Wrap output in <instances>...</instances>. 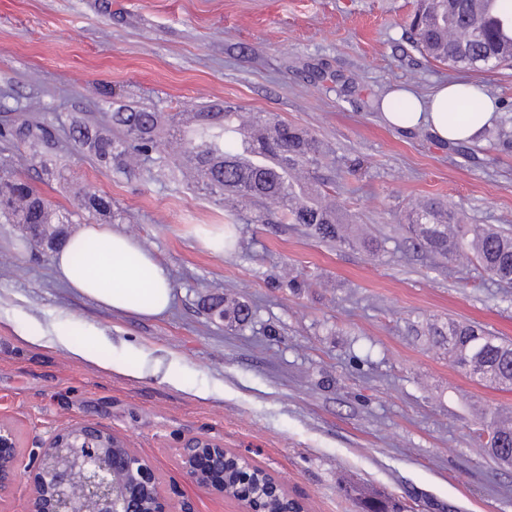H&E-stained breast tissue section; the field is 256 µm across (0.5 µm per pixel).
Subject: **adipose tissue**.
I'll list each match as a JSON object with an SVG mask.
<instances>
[{
  "label": "adipose tissue",
  "mask_w": 512,
  "mask_h": 512,
  "mask_svg": "<svg viewBox=\"0 0 512 512\" xmlns=\"http://www.w3.org/2000/svg\"><path fill=\"white\" fill-rule=\"evenodd\" d=\"M381 108L390 127L423 126L446 143L480 141L497 117L494 99L469 83L441 84L425 98L396 89L384 96ZM52 261L69 288L115 310L157 316L173 299L167 269L127 234L88 226L69 237Z\"/></svg>",
  "instance_id": "ef3b65f1"
}]
</instances>
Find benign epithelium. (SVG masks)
<instances>
[{"mask_svg":"<svg viewBox=\"0 0 512 512\" xmlns=\"http://www.w3.org/2000/svg\"><path fill=\"white\" fill-rule=\"evenodd\" d=\"M232 456L220 445L190 437L179 449L180 466L195 482L219 492L208 479ZM26 481L25 512H175L160 496L155 468L123 448L112 432L91 424L53 435L32 463L24 462L13 429L0 423V494Z\"/></svg>","mask_w":512,"mask_h":512,"instance_id":"benign-epithelium-1","label":"benign epithelium"}]
</instances>
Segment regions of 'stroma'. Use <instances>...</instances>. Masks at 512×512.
<instances>
[{
	"instance_id": "1",
	"label": "stroma",
	"mask_w": 512,
	"mask_h": 512,
	"mask_svg": "<svg viewBox=\"0 0 512 512\" xmlns=\"http://www.w3.org/2000/svg\"><path fill=\"white\" fill-rule=\"evenodd\" d=\"M413 0H0V124L32 101L60 128L96 111L103 92L193 112L231 104L323 140L327 181L373 242L321 241L297 224L254 222L176 178L116 174L77 153L0 142V159L54 205L90 187L130 213L136 237L167 268L174 301L158 316L113 310L58 279L53 250L0 223V421L25 458L80 423L112 432L156 467L179 512H240L189 481L177 451L192 436L223 445L281 481L305 512H360L358 492L399 497L410 512H512V464L482 434L512 416V389L484 385L448 358L449 323L512 342V285L476 261L440 264L404 227L409 206L438 197L467 224L512 232V148L465 151L427 130L400 131L382 98L405 85H480L512 117V68L449 70L412 46ZM65 170L58 180L56 170ZM235 223L237 245L207 239ZM303 280L290 288L289 278ZM223 291L250 305L227 323L205 303ZM99 342L110 367L26 342L32 324ZM136 364L133 374L118 365Z\"/></svg>"
}]
</instances>
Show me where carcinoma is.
Wrapping results in <instances>:
<instances>
[{"label": "carcinoma", "instance_id": "carcinoma-1", "mask_svg": "<svg viewBox=\"0 0 512 512\" xmlns=\"http://www.w3.org/2000/svg\"><path fill=\"white\" fill-rule=\"evenodd\" d=\"M488 16L476 8V0H415L410 28L415 47L428 59L457 69L489 71L512 64V43H504L502 31H512V0H492ZM192 133L179 136L181 118L177 112H162L144 105L121 104L110 112H96L71 125L62 138L34 117H18L4 128L0 137L28 146L32 159H43L49 142L59 141L68 150L86 153L112 172L138 171L151 178L185 174L191 164L197 183L220 203L247 199L275 215L279 222L304 225L312 235L326 242L350 239L352 225L340 208L322 199L310 184L305 190L301 175H310L328 159L324 144L308 130L275 122L274 131L258 140L251 153L280 160L276 173L265 163L242 170L236 162L244 147L239 132L224 108L203 106L195 112ZM176 139L178 153L167 150L164 136ZM491 140H512V119H504L493 130L485 129ZM87 215L109 221H123L124 214L112 209V200L92 189L83 190L73 209L53 206L17 176L8 162L0 163V220L6 224H35L33 236L54 244L62 226L73 217ZM408 229L431 253L448 261L472 252L494 280L512 284V233L485 224H461L447 204L433 197L418 200L406 216ZM211 314L220 319L249 318L247 306L227 300L222 294L209 298ZM448 355L470 375L489 385H512V343L498 341L475 326L448 325ZM506 456L512 457V427L492 421ZM267 480L234 460L224 462V487L230 493H263ZM363 512H406L400 501L372 493L364 497Z\"/></svg>", "mask_w": 512, "mask_h": 512}]
</instances>
